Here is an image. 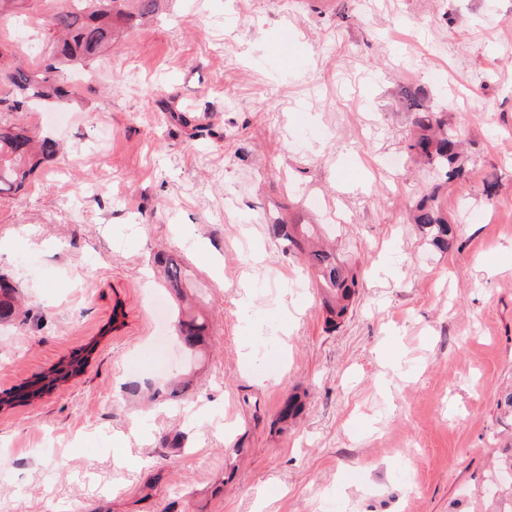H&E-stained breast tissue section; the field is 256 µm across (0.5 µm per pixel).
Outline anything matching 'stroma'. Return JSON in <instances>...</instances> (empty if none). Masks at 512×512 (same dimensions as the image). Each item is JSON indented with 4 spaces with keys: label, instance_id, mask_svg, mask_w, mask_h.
Returning <instances> with one entry per match:
<instances>
[{
    "label": "stroma",
    "instance_id": "1",
    "mask_svg": "<svg viewBox=\"0 0 512 512\" xmlns=\"http://www.w3.org/2000/svg\"><path fill=\"white\" fill-rule=\"evenodd\" d=\"M62 4L0 19V67L52 57ZM69 82L16 115L62 153L0 194L22 301L0 325V505L492 512L512 445V0H166ZM424 108L463 143L451 181L405 151ZM433 190L445 252L408 220ZM329 212L359 279L334 328L268 232ZM158 253L206 318L195 351ZM186 373L178 402L124 391ZM155 263L162 268L163 279L167 286L179 295L183 294L185 275L181 264L164 255L157 257Z\"/></svg>",
    "mask_w": 512,
    "mask_h": 512
}]
</instances>
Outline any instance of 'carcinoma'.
I'll list each match as a JSON object with an SVG mask.
<instances>
[{
  "label": "carcinoma",
  "instance_id": "cac0c4a2",
  "mask_svg": "<svg viewBox=\"0 0 512 512\" xmlns=\"http://www.w3.org/2000/svg\"><path fill=\"white\" fill-rule=\"evenodd\" d=\"M164 0H65L52 16V26L60 33L51 62L42 67L0 70V80L10 90L0 94V192L18 191L38 166L58 155L57 142L48 136H37L12 120L14 113L30 104L47 105L68 96L63 71L76 64L85 65L109 41L127 30L133 21H142L156 13ZM417 131L407 143L408 152L438 167L445 180L462 172L460 152L455 135L433 112L422 113L416 121ZM438 190L422 197L412 219L430 243L439 250L450 249L455 242V229L443 216L437 202ZM270 234L288 243L295 253L304 256L314 270L316 288L334 325L348 312L356 294L357 273L336 262V254L319 246V235L311 224H270ZM156 265L163 279L176 293H182L185 275L177 261L159 256ZM18 296L14 288L0 280V322L18 314ZM176 328L184 347L195 350L203 342L206 324L195 315L179 311Z\"/></svg>",
  "mask_w": 512,
  "mask_h": 512
}]
</instances>
